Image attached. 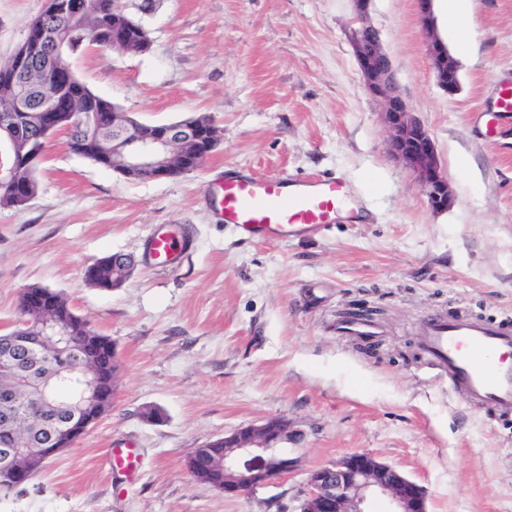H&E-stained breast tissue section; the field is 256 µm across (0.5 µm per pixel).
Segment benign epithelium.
<instances>
[{
	"mask_svg": "<svg viewBox=\"0 0 512 512\" xmlns=\"http://www.w3.org/2000/svg\"><path fill=\"white\" fill-rule=\"evenodd\" d=\"M353 3L355 19L348 38L367 90L383 101L389 153L422 183L430 206L443 210L450 202V190L441 172L434 141L404 100L380 33L369 21L371 0H353ZM417 6L428 35L437 84L453 95L457 65L435 32L433 0H417ZM16 54L19 55L18 65L8 75L15 94L11 97L10 112L0 116V129L6 133L0 143L6 149L13 144L16 128L29 113L33 114L34 122L51 129L48 122L55 107V94L47 80L32 82L25 64L28 45L21 43ZM215 146L214 131L195 121L155 125L146 131L132 124H122L112 127V141L99 142L98 154L112 166V171L123 177L137 172L155 180L173 176L175 158L180 173L197 169ZM28 301L48 316L38 334L12 338L17 354L37 351L46 340L52 339L72 357L61 368L63 372L69 371L75 366V359L84 356V337L73 335L69 326L58 321L52 303L44 300L43 293L32 294ZM33 395L36 412L55 405L54 394L47 387L34 389ZM94 404V399L74 398L66 404L63 417L53 422L44 435L28 440L23 448L15 443L0 448V470L20 480L26 474L20 461L32 457L45 461L57 453L61 445L74 440L95 418L89 413V407ZM290 436L288 420L283 418L266 419L224 435L221 492L230 496L241 494L296 470L300 457L278 448V444ZM378 502L385 505L383 512H427L426 492L422 486L374 454L356 452L308 471L306 490L297 512H376L374 505Z\"/></svg>",
	"mask_w": 512,
	"mask_h": 512,
	"instance_id": "7a95c632",
	"label": "benign epithelium"
}]
</instances>
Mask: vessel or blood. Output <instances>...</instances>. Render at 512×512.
Wrapping results in <instances>:
<instances>
[{"instance_id": "b4317fda", "label": "vessel or blood", "mask_w": 512, "mask_h": 512, "mask_svg": "<svg viewBox=\"0 0 512 512\" xmlns=\"http://www.w3.org/2000/svg\"><path fill=\"white\" fill-rule=\"evenodd\" d=\"M225 223L264 240L314 233L336 218L355 219V203L341 179L225 180ZM421 348L447 376L462 399L512 412V327L505 324L429 316L421 326Z\"/></svg>"}]
</instances>
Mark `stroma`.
Listing matches in <instances>:
<instances>
[{"label":"stroma","mask_w":512,"mask_h":512,"mask_svg":"<svg viewBox=\"0 0 512 512\" xmlns=\"http://www.w3.org/2000/svg\"><path fill=\"white\" fill-rule=\"evenodd\" d=\"M46 0H0V62ZM470 42L437 31L460 89L435 79L417 0H372L403 97L428 129L452 191L434 210L387 152L383 104L348 40L352 0H155L140 54L86 45L77 76L137 121L210 118L220 141L197 171L125 179L56 136L22 208L0 207V327L22 288L63 293L108 336L121 364L112 407L78 443L8 495L0 512H296L307 472L356 451L421 485L428 512H512V414L452 395L419 348L422 319L512 322V0H467ZM232 175L339 178L345 219L280 241L244 237L214 194ZM171 232L172 263L152 237ZM136 261L118 288L84 281L114 254ZM373 311L371 344L340 335ZM162 418L146 420V409ZM288 419L302 467L227 496L195 483L194 448L265 419ZM129 443L130 466L109 463Z\"/></svg>","instance_id":"stroma-1"}]
</instances>
